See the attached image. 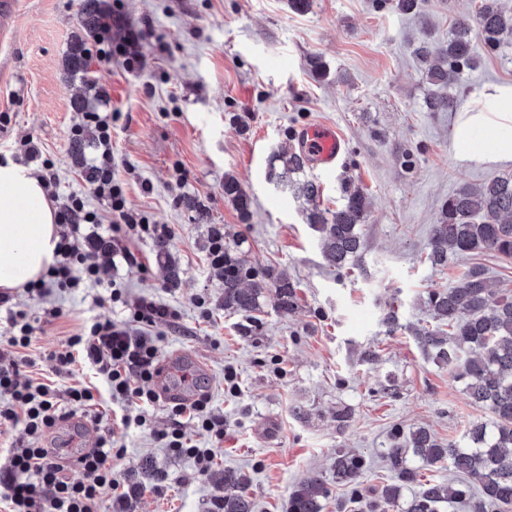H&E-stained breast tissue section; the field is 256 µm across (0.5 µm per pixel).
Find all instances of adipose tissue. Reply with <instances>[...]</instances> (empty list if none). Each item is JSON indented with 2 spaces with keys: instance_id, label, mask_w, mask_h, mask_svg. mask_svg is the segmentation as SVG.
<instances>
[{
  "instance_id": "ef3b65f1",
  "label": "adipose tissue",
  "mask_w": 512,
  "mask_h": 512,
  "mask_svg": "<svg viewBox=\"0 0 512 512\" xmlns=\"http://www.w3.org/2000/svg\"><path fill=\"white\" fill-rule=\"evenodd\" d=\"M499 107L494 112L464 110L456 131L460 159L471 148L473 129L490 131L485 144L492 162H512V86L492 90ZM56 210L39 180L25 167L0 165V289H14L41 278L55 260Z\"/></svg>"
}]
</instances>
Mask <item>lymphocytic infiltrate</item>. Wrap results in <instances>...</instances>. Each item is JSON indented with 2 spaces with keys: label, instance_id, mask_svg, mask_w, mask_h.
Returning a JSON list of instances; mask_svg holds the SVG:
<instances>
[{
  "label": "lymphocytic infiltrate",
  "instance_id": "f902f5d3",
  "mask_svg": "<svg viewBox=\"0 0 512 512\" xmlns=\"http://www.w3.org/2000/svg\"><path fill=\"white\" fill-rule=\"evenodd\" d=\"M112 119L109 112H86L82 126L72 129L76 137L86 127L95 131L92 192L106 202L110 224H102L83 196L60 198L58 175L50 161L41 159L36 144H29L24 152L26 161L38 162L37 176L49 197L60 202L61 227L55 264L43 278L27 283V292L40 297L53 289L77 293L103 285L107 292L96 297V304L122 307L127 317L121 324L93 318L79 333L67 337L61 349L51 352L56 374L72 373L79 366L96 377L95 383L73 386L62 394L54 385L27 375V367L34 364L29 349L36 328L27 313L17 309L14 294L0 291V310L8 327L7 336L0 338V427L23 425L29 438L28 444L9 449L0 466V504L5 512H127L128 502L144 492L143 484L116 471L114 464L127 453V433L146 427L149 408L161 400L152 387L161 358L155 330L174 326L179 312L151 295L128 298L113 279L112 267L120 263L146 270V263L130 250V242H169L175 233L169 225L150 223L146 215L127 208L124 187L112 176ZM85 225L90 228L86 235L81 232ZM81 234L90 254L108 256L109 264L91 262L90 254L77 251L73 240ZM102 389L116 412L95 448L71 459L63 449L47 447V433L71 416L73 408L96 406ZM170 412L172 425L157 433V440L172 452L192 458L198 473L207 474L216 448L224 443L223 414L210 407L204 394L188 403H171ZM188 423L204 432L203 442L186 438Z\"/></svg>",
  "mask_w": 512,
  "mask_h": 512
}]
</instances>
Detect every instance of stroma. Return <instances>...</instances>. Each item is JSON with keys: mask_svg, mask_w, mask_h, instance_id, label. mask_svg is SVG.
I'll list each match as a JSON object with an SVG mask.
<instances>
[{"mask_svg": "<svg viewBox=\"0 0 512 512\" xmlns=\"http://www.w3.org/2000/svg\"><path fill=\"white\" fill-rule=\"evenodd\" d=\"M79 2L9 0L0 29V113H10L11 122L0 129V153L23 155L25 141L34 139L55 165L59 195L81 194L89 209L107 214L71 158L70 130L81 122L71 103L84 95L91 110L118 112L112 174L130 209L175 231L169 260L156 259L151 240L133 243L150 267L124 269L120 277L129 297L152 294L179 311L162 351H188L209 366L205 388L224 415V446L205 476L193 459L155 442L154 432L172 423L166 404L151 411L150 428L126 435L124 467L137 476L149 462L163 475L131 512H210L228 469L246 476L255 512H287L291 489L316 476L328 488L324 512H336L345 495L333 471L337 450L362 455L361 482L377 487L389 478L382 453L392 430L423 426L448 442L488 421L414 336L433 323L428 293L455 285L468 267L483 268L498 293L512 292V259L475 252L439 268L425 261L442 202L461 184L512 174V162L462 161L453 149L461 110L485 107L489 87L512 86V45L492 52L474 39L477 66L454 90L456 110L424 106L433 87L415 48L425 39L446 40L454 18L474 13L479 0H426L419 17L377 11L373 0H311L304 13L288 0H121L112 40L126 43L144 65L127 71L119 55L91 62L94 91L65 67L80 29ZM315 57L327 78L311 71ZM310 124L334 126L346 141L335 175L306 172L321 184L325 206L335 207L346 179L361 182L370 196L364 247L340 270L326 263L299 202L266 177L272 154L291 146L296 127ZM228 175L251 198L248 218L224 196ZM186 196L199 210L182 205ZM215 224L224 228L225 247L257 272L297 282L293 313L279 312L269 299L248 316L225 311L224 278L208 255ZM15 294L29 315L54 306L65 312L36 331L34 377L62 391L88 382L79 369L55 375L47 355L86 318H112L111 308L95 305L96 289L54 291L41 300L21 288ZM392 314L391 331L385 319ZM228 366L238 376L234 396L224 390ZM342 409L350 413L344 423L336 419Z\"/></svg>", "mask_w": 512, "mask_h": 512, "instance_id": "35a3bbf8", "label": "stroma"}]
</instances>
